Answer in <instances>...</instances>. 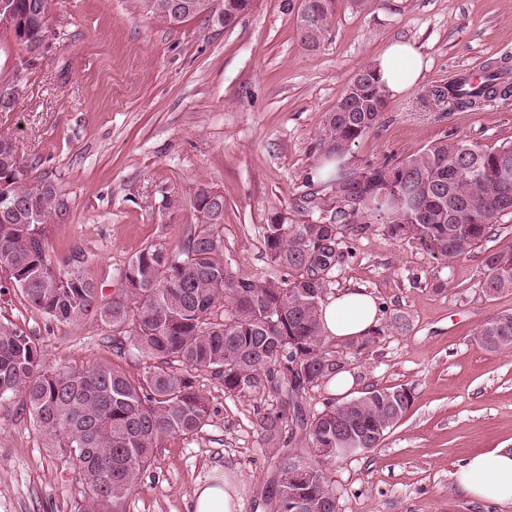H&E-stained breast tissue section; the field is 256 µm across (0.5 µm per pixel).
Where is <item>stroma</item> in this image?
Here are the masks:
<instances>
[{"mask_svg": "<svg viewBox=\"0 0 512 512\" xmlns=\"http://www.w3.org/2000/svg\"><path fill=\"white\" fill-rule=\"evenodd\" d=\"M298 6L260 0L225 28L203 17L159 23L139 0H54L53 45L34 61L0 26V75L28 66L27 93L0 112V127L13 130L33 176L53 181L67 203L45 227L53 263L83 250L84 273L111 296L116 268L144 246L178 248L206 187L224 196L217 231L225 263L256 279L282 277L265 250V226L280 215L290 224L330 218L332 192L314 171L322 116L394 40L415 45L423 77L389 99L381 126L353 148L352 166L402 158L447 135L487 151L512 141V102L449 112L431 97L452 74L512 54V0L342 5L313 51L300 43ZM169 196L178 211L163 208ZM345 239L352 255L334 269L329 296L363 288L381 306L367 349L332 342L355 379L350 393L402 386L415 399L379 447L326 465L338 512H512L511 502L467 499L454 480L470 457L512 448V349L476 342L487 320L512 310V293L484 294L480 249L447 264L377 224ZM0 321L22 328L46 366L117 360L132 378L145 373L134 347L115 356L111 327L91 315L50 320L19 289L0 294ZM194 381L210 405L206 425L161 442L126 512H191L196 485L217 470L237 483L236 512H269L275 471L258 419L276 407L274 394L226 393L207 370ZM84 496L21 395L1 399L0 512H77Z\"/></svg>", "mask_w": 512, "mask_h": 512, "instance_id": "obj_1", "label": "stroma"}]
</instances>
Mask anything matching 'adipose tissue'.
I'll list each match as a JSON object with an SVG mask.
<instances>
[{
  "instance_id": "adipose-tissue-1",
  "label": "adipose tissue",
  "mask_w": 512,
  "mask_h": 512,
  "mask_svg": "<svg viewBox=\"0 0 512 512\" xmlns=\"http://www.w3.org/2000/svg\"><path fill=\"white\" fill-rule=\"evenodd\" d=\"M381 79L391 95L417 85L423 66L418 51L409 43H391L377 61ZM375 298L349 289L327 301L322 323L329 336L346 340L367 336L377 320ZM459 487L481 502L512 503V450L495 448L471 457L455 473ZM235 485L223 473H214L194 490V512H235Z\"/></svg>"
}]
</instances>
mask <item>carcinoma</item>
Returning a JSON list of instances; mask_svg holds the SVG:
<instances>
[{"label": "carcinoma", "mask_w": 512, "mask_h": 512, "mask_svg": "<svg viewBox=\"0 0 512 512\" xmlns=\"http://www.w3.org/2000/svg\"><path fill=\"white\" fill-rule=\"evenodd\" d=\"M18 19L11 29L30 53L51 33L54 0H9ZM156 21L173 25L197 16L231 27L257 0H139ZM340 0H300L301 45L320 46ZM482 67L481 81L461 77L431 92L448 111L478 109L512 99L508 60ZM387 90L372 65L358 70L317 132L315 169L334 190L333 220L266 225L264 245L286 276L264 281L232 272L224 242L214 231L224 204L197 193V224L177 251L150 244L115 274L116 292L85 276L87 256L72 253L52 263L44 225L66 209L58 187L36 180L19 154L0 141V291L18 288L27 301L58 322L94 314L116 334L132 337L150 360L143 380L114 363L84 369H48L43 354L21 328L0 322V400L19 392L51 448L81 475L85 489L78 512H124L158 445L175 434L198 432L209 419L206 397L193 371L215 370L224 390H267L276 409L259 418L270 448H290L275 462L272 512H301V500L319 501V512H336V494L323 465L336 455L307 461L295 452L296 433L310 448H367L381 444L414 403L406 387L369 388L346 400L329 398L306 414L303 393L333 379L340 363L323 331L321 308L329 275L350 250L336 221L380 224L394 239L416 243L450 263L491 241L494 227L512 216V142L493 152L459 139H443L402 158L350 170L344 159L381 123ZM481 288L489 297L512 292V245L485 252ZM477 341L487 351L512 349V312L485 322Z\"/></svg>", "instance_id": "cac0c4a2"}]
</instances>
